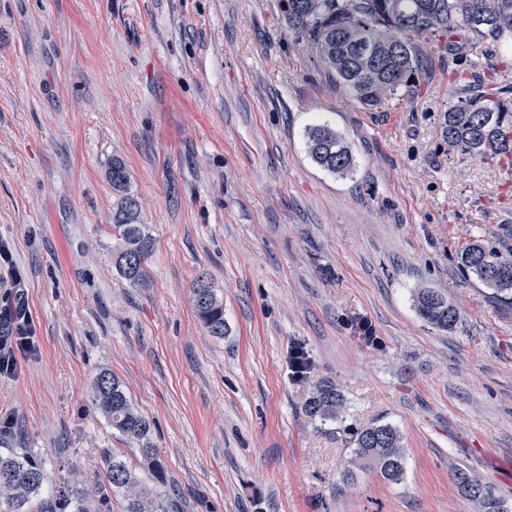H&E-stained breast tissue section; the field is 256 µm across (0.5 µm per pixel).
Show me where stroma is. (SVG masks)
Masks as SVG:
<instances>
[{"label": "stroma", "instance_id": "1", "mask_svg": "<svg viewBox=\"0 0 512 512\" xmlns=\"http://www.w3.org/2000/svg\"><path fill=\"white\" fill-rule=\"evenodd\" d=\"M451 92L437 65L363 108L281 0H0V299L18 269L39 347L0 377V451L31 450L53 486L104 482V449L136 455L90 404L108 371L155 425L178 512H476L456 466L512 504V308L457 259L512 228V173L440 147ZM317 123L350 146L348 175L311 160ZM116 158L153 237L143 288L112 264ZM203 274L221 339L195 313ZM420 288L457 306L455 331L418 315ZM325 380L345 405L320 432L301 405ZM386 423L403 481L346 487L354 431ZM195 312L211 336L224 338L227 324L224 320V304L211 283L199 277L192 288Z\"/></svg>", "mask_w": 512, "mask_h": 512}]
</instances>
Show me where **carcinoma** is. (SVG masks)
Returning a JSON list of instances; mask_svg holds the SVG:
<instances>
[{
	"instance_id": "carcinoma-1",
	"label": "carcinoma",
	"mask_w": 512,
	"mask_h": 512,
	"mask_svg": "<svg viewBox=\"0 0 512 512\" xmlns=\"http://www.w3.org/2000/svg\"><path fill=\"white\" fill-rule=\"evenodd\" d=\"M288 28L305 38L319 56L325 77L345 86L365 108L382 106L420 89L426 53L424 44L436 40L448 57L455 90L441 111L439 135L448 152L483 161L512 163V87L499 82L492 66L482 76L473 60L475 43L468 34L486 36L512 50V0H283ZM308 152L321 168L345 174L353 155L336 130L316 125L308 133ZM115 198L112 236L120 242L113 257L119 276L135 287L147 281L146 260L152 250L149 226L142 223L141 203L131 191L130 174L119 159L108 172ZM459 268L492 290L493 298L512 307V243L488 245L475 240L460 254ZM195 312L208 333L224 337V304L211 283L197 278L192 288ZM415 308L431 326L453 331L460 323L458 308L447 296L421 288ZM90 401L113 429L138 444L139 467L124 456L104 451L108 487L99 495V509H109L113 494L125 498L124 512H173L162 490L167 481L164 462L152 443V423L135 407L126 387L109 372L93 379ZM344 398L336 384L319 385L303 402L301 412L318 429L336 422ZM352 467L341 480L351 485L357 472H371L389 483L402 481L406 471L401 433L390 424H372L356 433ZM147 471L153 486L141 483L138 469ZM47 474L32 454L14 449L0 454V505L6 512H38ZM453 481L462 495L468 482L480 486L471 497L479 512H509L495 488L466 468H457ZM93 491L67 482L55 489L52 512H89Z\"/></svg>"
}]
</instances>
